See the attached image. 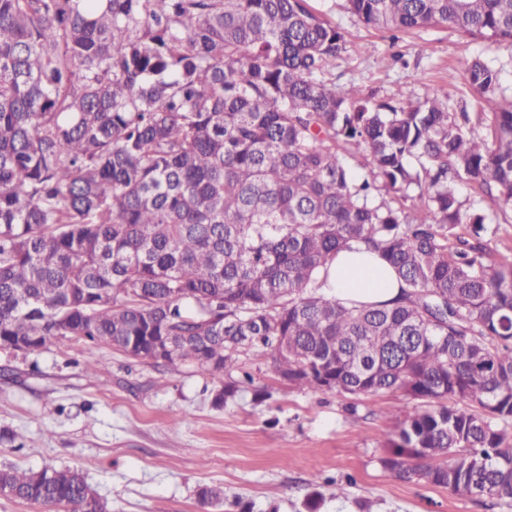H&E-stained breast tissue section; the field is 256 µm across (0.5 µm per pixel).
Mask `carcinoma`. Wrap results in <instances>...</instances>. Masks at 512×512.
I'll return each mask as SVG.
<instances>
[{"instance_id":"obj_1","label":"carcinoma","mask_w":512,"mask_h":512,"mask_svg":"<svg viewBox=\"0 0 512 512\" xmlns=\"http://www.w3.org/2000/svg\"><path fill=\"white\" fill-rule=\"evenodd\" d=\"M347 3L512 44V0ZM345 52L309 0H0V350L68 336L190 364L217 407L270 354L301 389L400 394L395 477L512 500V252L458 192L512 209L501 69L468 62L479 112L392 104L326 85ZM355 245L397 298L325 291ZM0 494L109 512L70 468H0Z\"/></svg>"}]
</instances>
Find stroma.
<instances>
[{
    "mask_svg": "<svg viewBox=\"0 0 512 512\" xmlns=\"http://www.w3.org/2000/svg\"><path fill=\"white\" fill-rule=\"evenodd\" d=\"M345 4L310 0L349 43L370 46L338 59L330 84L379 101L438 90L474 112L480 103L464 67L480 56L502 66L512 90V46L445 26L395 39ZM89 360L106 365L100 378L85 373ZM244 369L252 384L218 408L213 382L187 364L157 367L69 338L35 353L0 350V431L22 437L18 448L0 443V465L80 469L112 512H201L203 485L250 512H512L504 501L460 498L382 468L401 397L300 390L279 379L268 356ZM332 481L345 486L343 497H331Z\"/></svg>",
    "mask_w": 512,
    "mask_h": 512,
    "instance_id": "35a3bbf8",
    "label": "stroma"
}]
</instances>
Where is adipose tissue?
I'll return each mask as SVG.
<instances>
[{"instance_id": "1", "label": "adipose tissue", "mask_w": 512, "mask_h": 512, "mask_svg": "<svg viewBox=\"0 0 512 512\" xmlns=\"http://www.w3.org/2000/svg\"><path fill=\"white\" fill-rule=\"evenodd\" d=\"M328 286L339 298L371 302L391 300L400 288L393 269L362 248L337 254Z\"/></svg>"}]
</instances>
